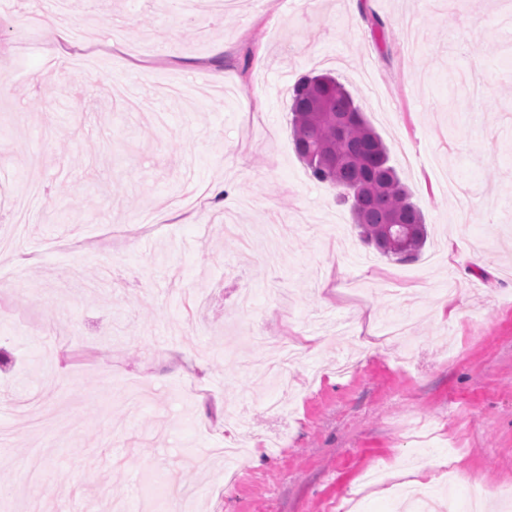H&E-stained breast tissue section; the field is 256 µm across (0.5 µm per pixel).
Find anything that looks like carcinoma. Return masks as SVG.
Segmentation results:
<instances>
[{"label": "carcinoma", "mask_w": 512, "mask_h": 512, "mask_svg": "<svg viewBox=\"0 0 512 512\" xmlns=\"http://www.w3.org/2000/svg\"><path fill=\"white\" fill-rule=\"evenodd\" d=\"M295 152L321 183L351 202L363 242L395 263L419 259L428 238L389 153L351 93L333 76L297 82L290 105Z\"/></svg>", "instance_id": "1"}]
</instances>
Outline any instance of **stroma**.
<instances>
[{"instance_id": "1", "label": "stroma", "mask_w": 512, "mask_h": 512, "mask_svg": "<svg viewBox=\"0 0 512 512\" xmlns=\"http://www.w3.org/2000/svg\"><path fill=\"white\" fill-rule=\"evenodd\" d=\"M50 10L0 0V512H400L410 471L512 512V0H71L92 38L56 52ZM313 70L385 142L419 260L298 159Z\"/></svg>"}]
</instances>
